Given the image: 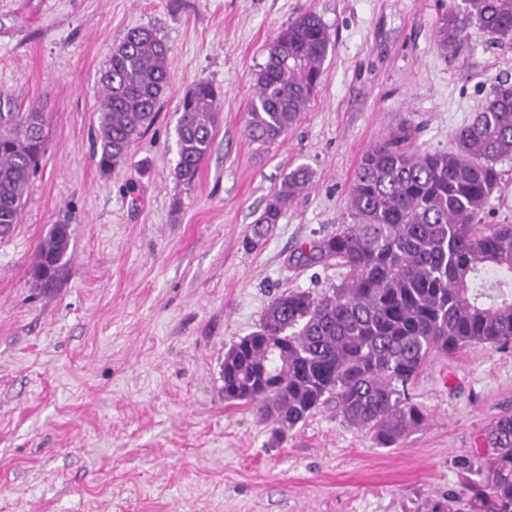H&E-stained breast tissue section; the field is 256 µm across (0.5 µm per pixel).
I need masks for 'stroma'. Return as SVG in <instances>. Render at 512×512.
Masks as SVG:
<instances>
[{
    "label": "stroma",
    "instance_id": "obj_1",
    "mask_svg": "<svg viewBox=\"0 0 512 512\" xmlns=\"http://www.w3.org/2000/svg\"><path fill=\"white\" fill-rule=\"evenodd\" d=\"M463 0H0V112H44L47 148L19 224L0 241V512H430L464 496L459 460L512 415V347L430 359L411 394L428 420L395 448L335 404L284 442L252 406L228 404L221 365L290 290L321 295L337 266L291 256L352 217L363 154L398 133L449 150L496 79L512 37L436 32ZM317 13L322 82L284 140L245 127L278 32ZM137 26L171 49V79L124 164L91 158L112 48ZM224 94L208 158L178 184L179 103L197 81ZM311 184L259 247L250 226L298 166ZM71 226L60 288H31L36 247Z\"/></svg>",
    "mask_w": 512,
    "mask_h": 512
}]
</instances>
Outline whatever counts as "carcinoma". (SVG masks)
<instances>
[{"label": "carcinoma", "instance_id": "1", "mask_svg": "<svg viewBox=\"0 0 512 512\" xmlns=\"http://www.w3.org/2000/svg\"><path fill=\"white\" fill-rule=\"evenodd\" d=\"M466 18L450 11L437 37L459 46L466 20L512 34V0H465ZM330 36L315 13L284 27L257 75L246 121L252 141L271 145L304 111L323 76ZM170 49L147 27L113 46L100 77L93 160L105 175L125 162L155 121L170 82ZM224 96L200 80L184 95L178 120L175 180L194 183L209 156ZM398 134L362 156L349 193L353 223L308 243L300 266L334 263L347 278L315 297L288 291L269 304L256 331L224 353V402L251 405L284 436L314 410L336 401L345 421L393 448L427 421L409 395L432 356L473 345H512V224L481 225L502 180L497 163L512 159V82L492 98L443 152L411 151ZM43 113L0 112V239L19 223L24 197L45 153ZM311 182L295 168L251 225L259 244L283 210ZM68 224L52 225L36 249L31 286L50 292L67 269ZM486 457L462 459L481 476L469 485L467 509L437 502L431 512H512V415L483 434Z\"/></svg>", "mask_w": 512, "mask_h": 512}]
</instances>
